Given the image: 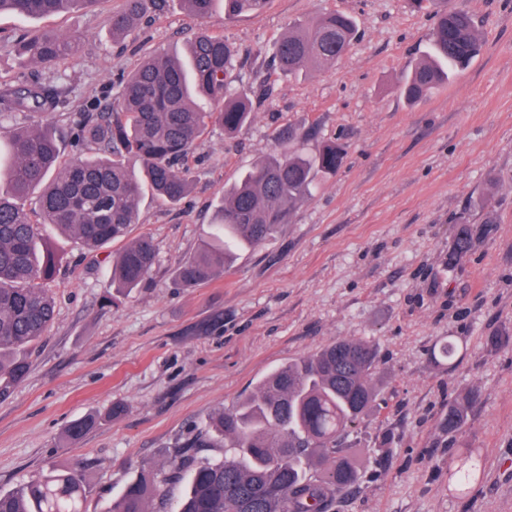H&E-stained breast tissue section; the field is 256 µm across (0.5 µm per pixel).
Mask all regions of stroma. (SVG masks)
I'll list each match as a JSON object with an SVG mask.
<instances>
[{"label": "stroma", "instance_id": "1", "mask_svg": "<svg viewBox=\"0 0 512 512\" xmlns=\"http://www.w3.org/2000/svg\"><path fill=\"white\" fill-rule=\"evenodd\" d=\"M122 4L0 14V39L38 30L82 39L60 67L0 50L1 79L57 85L50 119L65 154L94 152L67 136L86 103L108 111L119 77L148 54L181 51L202 29L236 47L230 78L252 91L253 118L233 136L217 129L197 144L194 187L181 203L141 200L130 235H150L157 261L120 308L105 296L122 243L84 252L51 238L60 255L50 284L56 316L26 352L27 377L0 401V492L77 458L87 512H108L142 468H166L194 430L264 376L333 341L367 339L379 403L351 440L360 481L332 512H512V0H460L483 48L414 104L399 84L428 51L433 21L411 0H270L231 20L220 10L197 19L180 0H161L116 42L105 18ZM330 10L356 20L349 51L308 77L268 81L289 22ZM288 126L307 132L310 154L340 139L342 166L222 277L180 286L175 268L207 236L225 187L279 150ZM488 214L494 233L449 268L454 218L479 224ZM447 340L458 347L450 360L438 351ZM464 397L467 423L447 433L441 419ZM114 407L120 415L108 418ZM96 412L104 421L64 445L68 425ZM469 450L484 472L459 496L448 470Z\"/></svg>", "mask_w": 512, "mask_h": 512}]
</instances>
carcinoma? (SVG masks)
Here are the masks:
<instances>
[{
    "instance_id": "cac0c4a2",
    "label": "carcinoma",
    "mask_w": 512,
    "mask_h": 512,
    "mask_svg": "<svg viewBox=\"0 0 512 512\" xmlns=\"http://www.w3.org/2000/svg\"><path fill=\"white\" fill-rule=\"evenodd\" d=\"M157 0H124L108 18L112 37L129 34ZM433 14L431 52L408 72L402 93L417 102L466 68L482 47L473 17L456 0H413ZM98 0H0V13L38 18L81 8ZM185 10L205 18L217 10L224 18L263 11L269 0H181ZM356 25L339 11L320 12L288 26L275 42L273 74L306 76L336 63L351 47ZM81 39L34 31L4 48L29 64L59 66L75 56ZM236 48L224 36L201 30L188 42L186 59L167 53L146 57L118 84L112 108L83 115L74 143L95 145L87 157L63 156L53 124L59 96L49 84L0 82V116L24 115L32 121L0 126V401L24 381L29 365L21 351L46 338L55 319L53 281L58 256L44 232L60 233L92 252L122 241L138 223V203L148 190L169 204L190 192L193 175L182 162L214 126L233 135L251 121V94L230 87L227 76ZM305 134L289 127L278 133L283 151L242 174L216 205L215 232L175 270L186 288L224 274L234 248H255L291 223L295 209L318 177L341 166L339 141L307 154L289 145ZM494 221L475 226L456 223L448 249L453 270L492 232ZM153 239L141 235L127 243L112 265V304L141 286L156 262ZM376 351L366 339H342L317 353L275 370L255 391L229 410L212 416L192 434L193 448H222L224 459L210 461L182 454L168 464L169 476L186 478L187 490L165 508L163 480L143 469L112 499L109 512H331L336 496L358 480L346 443L353 429L375 408ZM467 406L448 405L441 427L463 429ZM102 416L72 423L66 438L75 443ZM480 459L470 452L457 467L454 492L465 495L478 478ZM81 461L49 467L0 494V512H86Z\"/></svg>"
}]
</instances>
